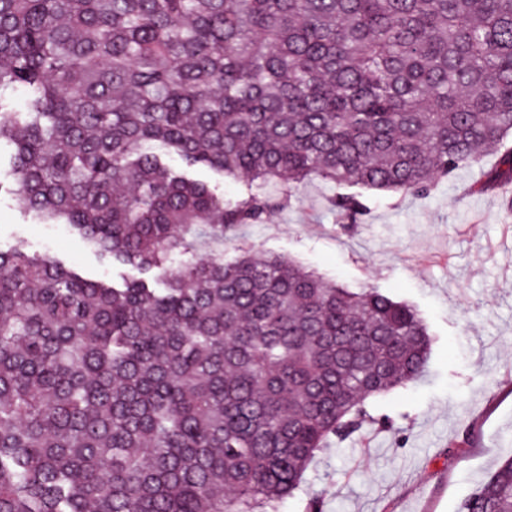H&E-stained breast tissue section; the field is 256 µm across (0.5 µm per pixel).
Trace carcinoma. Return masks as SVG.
Listing matches in <instances>:
<instances>
[{
	"mask_svg": "<svg viewBox=\"0 0 512 512\" xmlns=\"http://www.w3.org/2000/svg\"><path fill=\"white\" fill-rule=\"evenodd\" d=\"M5 150L0 197L138 275L0 250V512H275L331 437L388 421L367 402L424 376L431 333L224 237L314 180L354 189L353 224L362 191L487 156L474 190L511 184L512 0H0ZM458 512H512V458ZM169 164L176 169H185L197 180L205 182L218 195H224V199H234L245 189L243 182H233L224 179V175L205 167L187 168L184 162L175 154L166 157Z\"/></svg>",
	"mask_w": 512,
	"mask_h": 512,
	"instance_id": "cac0c4a2",
	"label": "carcinoma"
}]
</instances>
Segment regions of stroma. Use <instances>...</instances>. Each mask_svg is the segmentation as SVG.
Here are the masks:
<instances>
[{"instance_id":"1","label":"stroma","mask_w":512,"mask_h":512,"mask_svg":"<svg viewBox=\"0 0 512 512\" xmlns=\"http://www.w3.org/2000/svg\"><path fill=\"white\" fill-rule=\"evenodd\" d=\"M481 168L458 171L426 196L370 191L349 224L330 204L342 189L315 182L295 205L224 243L289 259L358 290L376 287L418 308L433 345L424 380L369 404L389 424L333 440L278 512H458L512 457V214L504 192H474ZM58 258L92 279H119L65 224H39L0 199V249Z\"/></svg>"}]
</instances>
